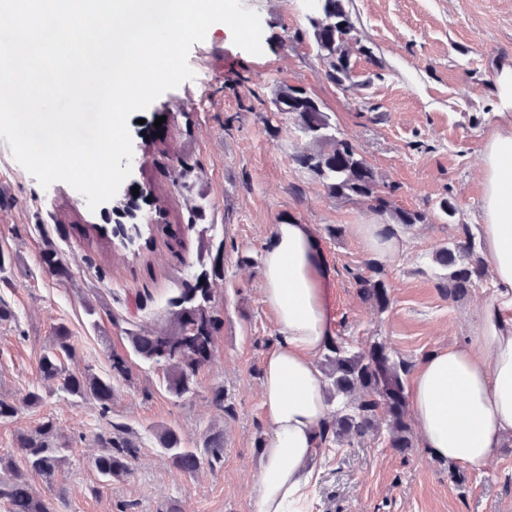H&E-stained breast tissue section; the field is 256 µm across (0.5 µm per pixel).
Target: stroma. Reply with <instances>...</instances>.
I'll return each instance as SVG.
<instances>
[{"label":"stroma","instance_id":"stroma-1","mask_svg":"<svg viewBox=\"0 0 512 512\" xmlns=\"http://www.w3.org/2000/svg\"><path fill=\"white\" fill-rule=\"evenodd\" d=\"M242 5L260 16L262 54L237 47L227 25H212L189 53L193 79L128 123L144 160L134 179L156 196L140 204L155 229L140 257L112 247L115 214L89 210L67 183L41 187L0 138V250L9 258L0 305L12 312L0 321V399L18 407L0 420V456L14 454L20 434L53 420L68 448L53 484L64 491L59 512H251L269 433L262 361L278 334L261 294L262 261L273 225L284 219L315 225L331 271L326 293L336 333L352 348L376 337L419 363L464 341L478 300L493 294L486 276L468 296L448 301L432 256L460 225L478 224L482 151L497 121L494 79L512 64V0H349L372 54L353 55L354 85L346 91L327 78L314 48L308 0ZM283 85L321 103L332 134L349 140L393 187L396 206L427 216L406 229L396 257L380 262L391 288L385 311L364 302L351 278L369 258L354 225L382 218L328 196L296 163L309 140L272 105ZM445 199L454 217L441 215ZM89 225L96 228L90 239L82 233ZM336 225L337 237L328 232ZM49 246L66 262L68 279L43 265ZM204 270L214 273L224 325L195 392L177 398L162 370L131 352L127 336L167 328L171 299ZM61 322L77 347L70 372L105 376L113 355L125 359L128 374L115 378L109 411L43 380L40 358ZM218 389L231 412L212 404ZM31 390L42 393L40 405H24ZM165 426L188 448L223 432V458L191 474L177 471L159 442ZM104 437L137 446L129 475L109 484L92 466ZM315 466L308 512H512V439L482 469L467 470L462 488L424 448L402 455L379 438L321 449Z\"/></svg>","mask_w":512,"mask_h":512}]
</instances>
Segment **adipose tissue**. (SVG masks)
<instances>
[{
    "instance_id": "obj_1",
    "label": "adipose tissue",
    "mask_w": 512,
    "mask_h": 512,
    "mask_svg": "<svg viewBox=\"0 0 512 512\" xmlns=\"http://www.w3.org/2000/svg\"><path fill=\"white\" fill-rule=\"evenodd\" d=\"M494 88L498 123L483 150L480 224L494 292L478 306L468 342L424 357L408 389L423 447L471 468L512 438V66L500 69ZM327 278L314 225L292 218L274 225L261 291L279 335L262 367L269 436L260 450L254 512H294L313 479L318 430L329 416L316 359L335 334Z\"/></svg>"
}]
</instances>
